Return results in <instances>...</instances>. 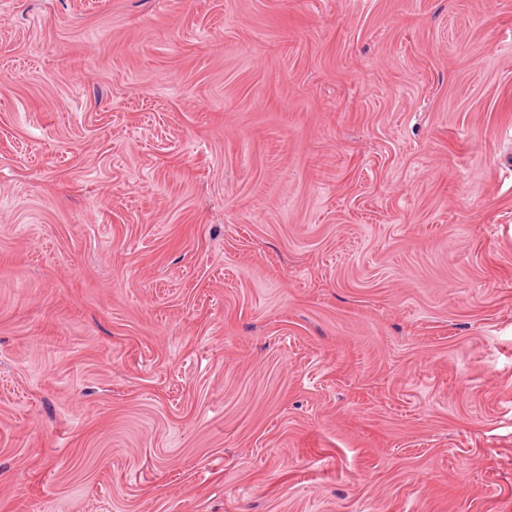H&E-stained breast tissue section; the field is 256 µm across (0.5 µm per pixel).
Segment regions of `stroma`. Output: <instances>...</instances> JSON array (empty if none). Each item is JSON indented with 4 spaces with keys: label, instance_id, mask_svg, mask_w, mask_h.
I'll return each instance as SVG.
<instances>
[{
    "label": "stroma",
    "instance_id": "35a3bbf8",
    "mask_svg": "<svg viewBox=\"0 0 512 512\" xmlns=\"http://www.w3.org/2000/svg\"><path fill=\"white\" fill-rule=\"evenodd\" d=\"M0 512H512V0H0Z\"/></svg>",
    "mask_w": 512,
    "mask_h": 512
}]
</instances>
